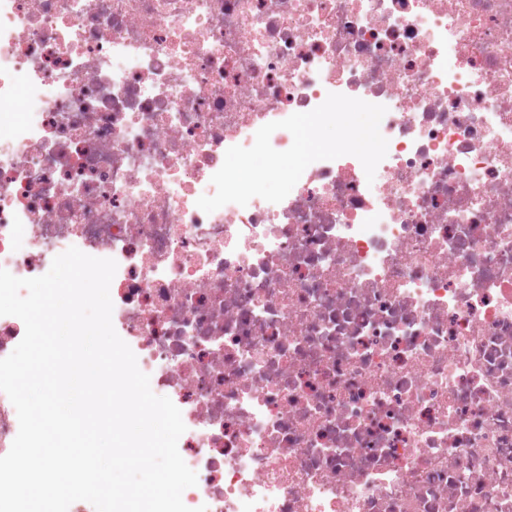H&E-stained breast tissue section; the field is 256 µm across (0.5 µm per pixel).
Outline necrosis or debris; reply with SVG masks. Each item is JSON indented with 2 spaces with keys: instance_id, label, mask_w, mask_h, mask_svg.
<instances>
[{
  "instance_id": "1",
  "label": "necrosis or debris",
  "mask_w": 512,
  "mask_h": 512,
  "mask_svg": "<svg viewBox=\"0 0 512 512\" xmlns=\"http://www.w3.org/2000/svg\"><path fill=\"white\" fill-rule=\"evenodd\" d=\"M331 93L387 108L374 180L197 206ZM72 246L117 263L186 506L512 512V0H0V268Z\"/></svg>"
}]
</instances>
